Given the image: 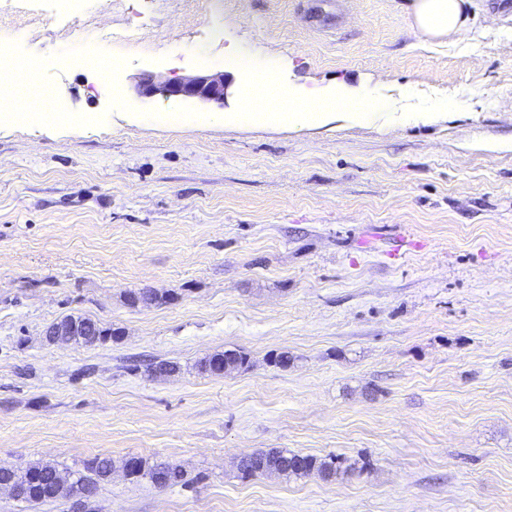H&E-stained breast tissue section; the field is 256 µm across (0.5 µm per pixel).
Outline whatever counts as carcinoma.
<instances>
[{
    "mask_svg": "<svg viewBox=\"0 0 512 512\" xmlns=\"http://www.w3.org/2000/svg\"><path fill=\"white\" fill-rule=\"evenodd\" d=\"M83 321L90 326L91 335L71 337L77 345L94 346L116 337L110 327H104L89 317L83 318ZM249 363L250 360L245 353L226 350L201 360L200 369L212 375H219L223 372L245 369L249 367ZM113 469L112 458L96 456L83 462V466L76 470H61L54 464L36 462L27 464L10 476L0 473V478L11 477L17 486L23 488L19 501L38 504L58 498L71 500L76 497H92L97 493L99 485L109 480ZM123 469L126 470L127 476L136 480L147 479L160 488L187 484L185 472L165 462L150 465L141 458L132 457L124 462ZM239 469L247 478L261 477L263 472L268 471L285 477L316 473L329 479L345 471L342 461L334 456L318 458L288 454L274 448L243 457Z\"/></svg>",
    "mask_w": 512,
    "mask_h": 512,
    "instance_id": "cac0c4a2",
    "label": "carcinoma"
}]
</instances>
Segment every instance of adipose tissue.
<instances>
[{
	"mask_svg": "<svg viewBox=\"0 0 512 512\" xmlns=\"http://www.w3.org/2000/svg\"><path fill=\"white\" fill-rule=\"evenodd\" d=\"M467 0H414V28L421 35L439 38L462 31L467 23ZM231 62H242L249 75L243 112H228V126H264L288 129L322 128L344 120L364 123L372 110L371 94L344 83L314 85L293 91L273 76L270 63L234 52Z\"/></svg>",
	"mask_w": 512,
	"mask_h": 512,
	"instance_id": "adipose-tissue-1",
	"label": "adipose tissue"
}]
</instances>
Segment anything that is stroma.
I'll return each instance as SVG.
<instances>
[{"mask_svg":"<svg viewBox=\"0 0 512 512\" xmlns=\"http://www.w3.org/2000/svg\"><path fill=\"white\" fill-rule=\"evenodd\" d=\"M100 2L0 14L77 121L0 128V466L111 457L96 512H512V0L438 39L412 0ZM92 27L140 35L94 48L118 90L62 61ZM228 42L290 88L378 89L386 126L212 121L243 109ZM216 72L220 104L136 92ZM69 314L118 337L46 343ZM224 350L249 368L198 370ZM268 448L350 470L243 477ZM128 457L188 483L133 482Z\"/></svg>","mask_w":512,"mask_h":512,"instance_id":"stroma-1","label":"stroma"}]
</instances>
